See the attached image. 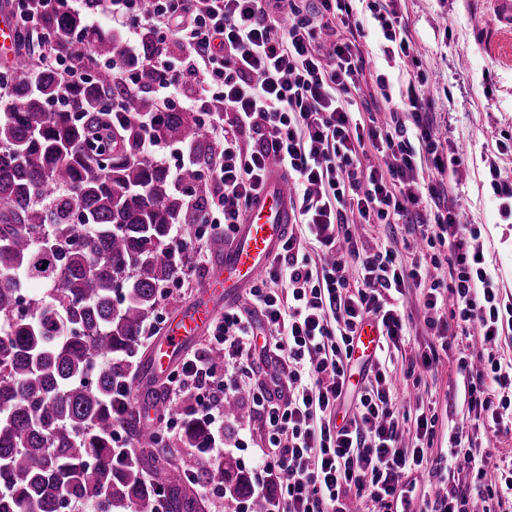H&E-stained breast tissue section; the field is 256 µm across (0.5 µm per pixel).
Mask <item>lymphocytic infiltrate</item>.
Segmentation results:
<instances>
[{"instance_id":"f902f5d3","label":"lymphocytic infiltrate","mask_w":512,"mask_h":512,"mask_svg":"<svg viewBox=\"0 0 512 512\" xmlns=\"http://www.w3.org/2000/svg\"><path fill=\"white\" fill-rule=\"evenodd\" d=\"M108 2L113 22L129 34L147 30L180 49L115 71L114 82L150 81L159 108L205 113V133L218 145L206 164L212 196L197 238L233 239L274 165L294 184L293 221L306 231L302 239L288 234L265 280L250 288L258 320L230 309L212 323L209 342L222 363L201 353L167 377L168 396H193L210 429L199 460L223 459L224 394L244 391L270 428L254 478H283L267 512H470L475 497L483 512H512L511 454L486 465L482 448L458 433L447 453H434L435 413L405 425L384 362L354 372L359 330L377 326L381 354L397 347L409 325L403 297L417 286L432 337L421 366L454 353L469 415L512 424V364L495 352L503 324L512 323V301L501 298L488 269L480 228L462 222L447 187L455 164L433 131L426 74L412 72L395 96L376 78L390 114L381 125L344 106L369 64L355 37L363 19L353 0L293 4L284 21L271 0ZM367 8L385 40V61L412 60L397 0H368ZM356 224L398 225L428 249L447 248V279L423 285L421 265L407 268L395 251L359 247ZM315 252L321 260H312ZM472 330L484 351L477 366L457 341ZM260 352L274 354L278 370L244 380ZM423 469L443 489L417 511L415 475Z\"/></svg>"}]
</instances>
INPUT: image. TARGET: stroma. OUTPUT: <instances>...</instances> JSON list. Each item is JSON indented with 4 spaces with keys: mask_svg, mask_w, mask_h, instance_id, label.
Returning a JSON list of instances; mask_svg holds the SVG:
<instances>
[{
    "mask_svg": "<svg viewBox=\"0 0 512 512\" xmlns=\"http://www.w3.org/2000/svg\"><path fill=\"white\" fill-rule=\"evenodd\" d=\"M401 13L419 66L434 88L435 131L448 150L462 149L463 162L454 174V188L464 202L468 223L479 225L484 253L503 293L512 296V223L497 212L490 163L500 177L512 181V155H503L501 138L512 135V0H401ZM371 69L385 74L391 89L409 78L408 68L388 67L383 39L375 21L364 23L359 39ZM360 245L400 250L405 262L417 261L418 249L405 248L399 229L384 224L355 227ZM218 241L198 242L196 250L178 258L182 286L159 313L172 319L198 301L218 259ZM419 291H411L406 307L412 316L410 334L392 349L385 366L397 384L401 412L417 406L434 408L439 416L434 450H446L448 435L464 425V384L453 357H441L419 379L406 372L431 341L423 322Z\"/></svg>",
    "mask_w": 512,
    "mask_h": 512,
    "instance_id": "1",
    "label": "stroma"
}]
</instances>
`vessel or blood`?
Returning <instances> with one entry per match:
<instances>
[{
  "instance_id": "obj_1",
  "label": "vessel or blood",
  "mask_w": 512,
  "mask_h": 512,
  "mask_svg": "<svg viewBox=\"0 0 512 512\" xmlns=\"http://www.w3.org/2000/svg\"><path fill=\"white\" fill-rule=\"evenodd\" d=\"M289 187L279 171H272L264 192L250 206L224 256L211 274L198 303L171 320L152 359L154 373H165L179 360L192 336L204 330L221 306H232L265 270L288 232Z\"/></svg>"
}]
</instances>
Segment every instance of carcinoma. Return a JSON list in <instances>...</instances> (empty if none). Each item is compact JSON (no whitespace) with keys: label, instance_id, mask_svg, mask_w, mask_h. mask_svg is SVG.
<instances>
[{"label":"carcinoma","instance_id":"carcinoma-1","mask_svg":"<svg viewBox=\"0 0 512 512\" xmlns=\"http://www.w3.org/2000/svg\"><path fill=\"white\" fill-rule=\"evenodd\" d=\"M21 8L38 25L19 28L26 54L0 72L11 97L0 114V512H65L71 501L91 512H152L147 470L158 474L166 512H200L188 484L205 485L212 471L183 469L171 449L157 447L160 431L140 433L128 422L156 447L133 463L115 458L112 386L139 354L160 288L177 274L172 228L201 223L210 183L195 165L171 174L145 149L141 126L107 108L125 98L128 112H155L146 92L112 83V70L157 52L151 32L130 55L89 27L86 14L43 11L38 0H21ZM36 35L54 44L59 65L31 82L25 72ZM74 61L89 77L54 109L62 70ZM154 137L202 158L215 150L189 112H156ZM30 283L47 291L18 317ZM208 434L191 420L181 442L195 448ZM222 470L230 497L266 512L265 494L235 462L225 459Z\"/></svg>","mask_w":512,"mask_h":512}]
</instances>
